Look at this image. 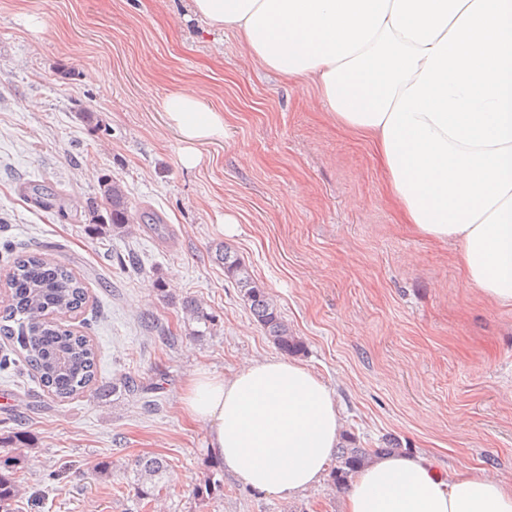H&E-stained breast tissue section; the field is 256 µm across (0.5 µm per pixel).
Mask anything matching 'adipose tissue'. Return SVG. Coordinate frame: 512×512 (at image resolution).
Returning a JSON list of instances; mask_svg holds the SVG:
<instances>
[{
    "instance_id": "adipose-tissue-1",
    "label": "adipose tissue",
    "mask_w": 512,
    "mask_h": 512,
    "mask_svg": "<svg viewBox=\"0 0 512 512\" xmlns=\"http://www.w3.org/2000/svg\"><path fill=\"white\" fill-rule=\"evenodd\" d=\"M235 31L251 60L316 85L340 127L369 139L403 220L454 241L467 281L512 305V0H192ZM181 163L223 138L224 115L195 87L161 103ZM209 427L210 451L252 489L290 497L324 478L342 432L328 386L292 358L230 377L196 373L178 402ZM345 512H512L487 474H440L424 454L372 458Z\"/></svg>"
}]
</instances>
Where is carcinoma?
Masks as SVG:
<instances>
[{"mask_svg":"<svg viewBox=\"0 0 512 512\" xmlns=\"http://www.w3.org/2000/svg\"><path fill=\"white\" fill-rule=\"evenodd\" d=\"M90 224H109L112 234L130 233L134 216L125 200L121 184L105 175L99 182L98 195L87 205ZM224 276L243 292L251 315L273 344L285 355L299 353L303 344L294 336L273 300L259 287L249 268L229 247L219 250ZM3 288L9 303L0 310V336L9 340L39 383L56 398L63 400L89 390L97 381V353L88 337L51 319L54 314L80 310L86 300L85 284L63 262L41 253H23L13 260ZM190 319L209 324L212 316L195 301L183 302ZM401 444L395 437L386 447L372 451L352 445V440L336 450L333 485L345 488L348 479L373 455L398 452ZM19 457L0 455V507L20 495L21 487L9 476ZM166 462L157 456L137 460L132 487L136 495H153L166 472Z\"/></svg>","mask_w":512,"mask_h":512,"instance_id":"obj_1","label":"carcinoma"}]
</instances>
